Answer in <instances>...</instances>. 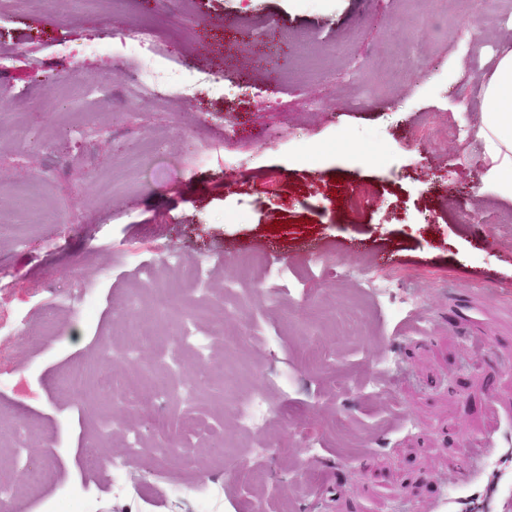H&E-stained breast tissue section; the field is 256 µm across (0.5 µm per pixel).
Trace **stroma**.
I'll return each instance as SVG.
<instances>
[{
  "label": "stroma",
  "instance_id": "35a3bbf8",
  "mask_svg": "<svg viewBox=\"0 0 512 512\" xmlns=\"http://www.w3.org/2000/svg\"><path fill=\"white\" fill-rule=\"evenodd\" d=\"M138 26L171 57L131 54ZM506 43L512 0H0L10 512H69L78 486L88 512H197L218 486L221 512H434L473 449L512 448V202L478 193L474 136ZM161 65L193 91L133 92ZM20 124L36 136L17 142ZM249 241L291 287L238 268ZM171 254L209 260L200 293ZM367 268L395 286L357 321ZM156 289L173 301L146 345L122 326ZM226 294L215 337L191 313ZM186 333L212 338L235 386L205 378ZM151 369L168 386L133 406L101 383ZM260 392L275 412L243 448L227 411ZM190 418L211 428L191 462L164 444ZM90 452L129 457L143 498L113 495ZM245 464L261 482H241Z\"/></svg>",
  "mask_w": 512,
  "mask_h": 512
}]
</instances>
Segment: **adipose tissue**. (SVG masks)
Segmentation results:
<instances>
[{"instance_id": "ef3b65f1", "label": "adipose tissue", "mask_w": 512, "mask_h": 512, "mask_svg": "<svg viewBox=\"0 0 512 512\" xmlns=\"http://www.w3.org/2000/svg\"><path fill=\"white\" fill-rule=\"evenodd\" d=\"M480 119L474 129L481 149L480 192L512 201V47H502L482 79Z\"/></svg>"}]
</instances>
